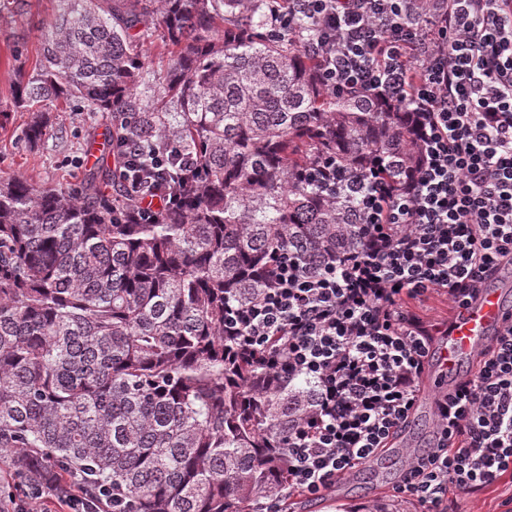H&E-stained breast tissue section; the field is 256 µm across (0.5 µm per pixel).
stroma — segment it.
Returning a JSON list of instances; mask_svg holds the SVG:
<instances>
[{
  "label": "stroma",
  "mask_w": 512,
  "mask_h": 512,
  "mask_svg": "<svg viewBox=\"0 0 512 512\" xmlns=\"http://www.w3.org/2000/svg\"><path fill=\"white\" fill-rule=\"evenodd\" d=\"M60 8L59 0H28L24 14L0 9V105L12 99L11 82L16 67L32 71L40 57L44 23ZM32 118L13 112L0 124V177L20 176L36 186L61 190L76 188L91 167L90 151L104 153L114 120L108 112H89L58 104L41 141L23 136ZM435 416H415L397 436L384 467L368 466L343 477L318 500L302 496L289 499L288 512H359L362 505L380 503L386 512H420L418 502L394 497L390 485L407 467L412 455L433 441ZM512 497V476L493 486L473 489L467 496L448 494V512H503Z\"/></svg>",
  "instance_id": "35a3bbf8"
}]
</instances>
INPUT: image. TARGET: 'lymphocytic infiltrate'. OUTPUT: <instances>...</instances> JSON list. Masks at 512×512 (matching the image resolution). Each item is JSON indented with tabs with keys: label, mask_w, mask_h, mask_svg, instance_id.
<instances>
[{
	"label": "lymphocytic infiltrate",
	"mask_w": 512,
	"mask_h": 512,
	"mask_svg": "<svg viewBox=\"0 0 512 512\" xmlns=\"http://www.w3.org/2000/svg\"><path fill=\"white\" fill-rule=\"evenodd\" d=\"M441 2L417 25L405 0H268L275 28L299 14L317 26L311 51L326 86L413 105L422 159L399 190L376 174L337 178L321 161L324 190L356 204L360 243L313 274L283 257L253 302L225 313L239 351L312 385L288 436V481L260 512H283L296 494L322 497L373 462L408 424L442 331L420 306L437 295L463 309L512 264V0ZM165 165L157 158L150 175L128 178L138 218L179 204ZM503 323L473 375L436 400L434 440L394 487L424 512H444L449 490L512 471V313Z\"/></svg>",
	"instance_id": "f902f5d3"
}]
</instances>
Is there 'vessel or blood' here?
I'll return each instance as SVG.
<instances>
[{
	"label": "vessel or blood",
	"instance_id": "vessel-or-blood-1",
	"mask_svg": "<svg viewBox=\"0 0 512 512\" xmlns=\"http://www.w3.org/2000/svg\"><path fill=\"white\" fill-rule=\"evenodd\" d=\"M504 314L500 289L485 288L448 324V333L434 348L437 379L454 378L459 366L476 358L492 344L502 328Z\"/></svg>",
	"mask_w": 512,
	"mask_h": 512
}]
</instances>
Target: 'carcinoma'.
<instances>
[{"label":"carcinoma","instance_id":"carcinoma-1","mask_svg":"<svg viewBox=\"0 0 512 512\" xmlns=\"http://www.w3.org/2000/svg\"><path fill=\"white\" fill-rule=\"evenodd\" d=\"M45 23L41 60L17 69L11 110L77 102L115 119L111 146L140 166L169 155L185 201L128 222L98 193L0 179V461L22 480L105 512H257L285 485L282 448L312 403L224 335L286 251L310 271L361 239L352 207L310 177L380 163L398 185L418 161L413 112L326 87L303 20L269 32L260 0H72ZM440 4L413 0L411 19ZM173 47L162 97H142L151 25Z\"/></svg>","mask_w":512,"mask_h":512}]
</instances>
